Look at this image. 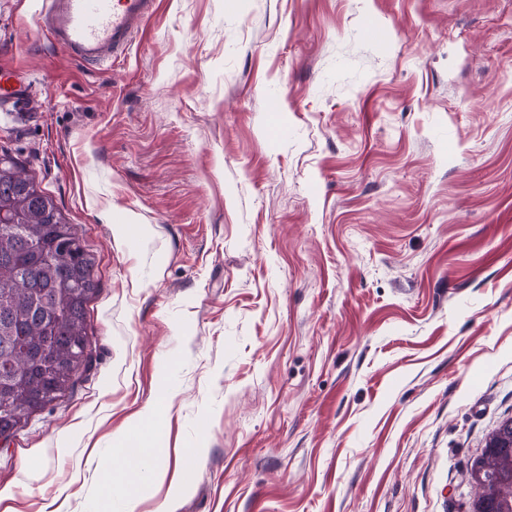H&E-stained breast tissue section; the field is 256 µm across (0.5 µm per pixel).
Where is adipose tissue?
I'll return each instance as SVG.
<instances>
[{"instance_id":"1","label":"adipose tissue","mask_w":512,"mask_h":512,"mask_svg":"<svg viewBox=\"0 0 512 512\" xmlns=\"http://www.w3.org/2000/svg\"><path fill=\"white\" fill-rule=\"evenodd\" d=\"M152 418V407H145L134 419L136 434L119 438L115 448L120 467L114 481L122 492L125 512H137L144 483L142 471L155 456V450L148 440Z\"/></svg>"}]
</instances>
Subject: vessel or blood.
<instances>
[{"label":"vessel or blood","instance_id":"1","mask_svg":"<svg viewBox=\"0 0 512 512\" xmlns=\"http://www.w3.org/2000/svg\"><path fill=\"white\" fill-rule=\"evenodd\" d=\"M155 0H45L39 26L68 57L101 66L123 53L151 14ZM30 89L17 75L0 71V106L26 103Z\"/></svg>","mask_w":512,"mask_h":512}]
</instances>
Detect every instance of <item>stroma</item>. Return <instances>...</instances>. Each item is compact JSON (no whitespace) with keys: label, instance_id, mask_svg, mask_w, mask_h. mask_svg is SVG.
Listing matches in <instances>:
<instances>
[{"label":"stroma","instance_id":"1","mask_svg":"<svg viewBox=\"0 0 512 512\" xmlns=\"http://www.w3.org/2000/svg\"><path fill=\"white\" fill-rule=\"evenodd\" d=\"M40 4L0 0V153L99 287L91 371L0 443L18 512H99L148 405L137 512H470L512 418V0H156L104 72ZM30 96V89L17 75L0 71V106L24 105Z\"/></svg>","mask_w":512,"mask_h":512}]
</instances>
